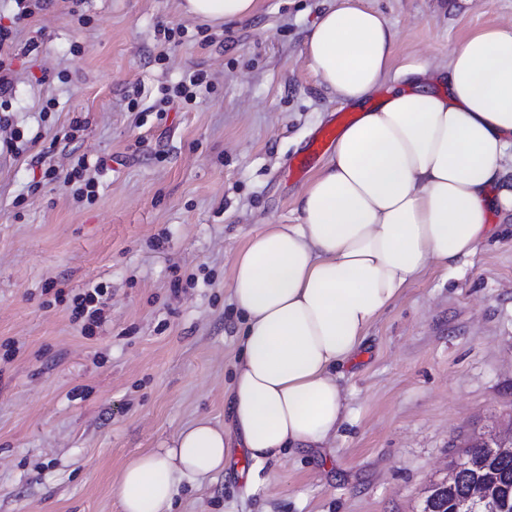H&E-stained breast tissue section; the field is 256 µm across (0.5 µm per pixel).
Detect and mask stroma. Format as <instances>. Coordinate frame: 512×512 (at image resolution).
Instances as JSON below:
<instances>
[{"instance_id": "1", "label": "stroma", "mask_w": 512, "mask_h": 512, "mask_svg": "<svg viewBox=\"0 0 512 512\" xmlns=\"http://www.w3.org/2000/svg\"><path fill=\"white\" fill-rule=\"evenodd\" d=\"M178 0H51L16 28L0 108L36 150L108 161L94 201L29 193L28 153L0 154V512H121L124 462L224 408L242 317L233 257L265 224L297 220L305 155L347 104L327 96L306 36L325 0H262L243 22L185 17ZM393 25L395 67L441 61L472 30L512 26V0H365ZM185 29L179 44L162 28ZM212 77L158 113L163 87ZM54 111H45L48 100ZM86 122L53 143L73 117ZM449 276L412 284L371 326L343 380L352 411L333 447L293 452L248 487L244 452L171 512H421L475 439L512 429V216ZM110 288L92 334L47 287Z\"/></svg>"}]
</instances>
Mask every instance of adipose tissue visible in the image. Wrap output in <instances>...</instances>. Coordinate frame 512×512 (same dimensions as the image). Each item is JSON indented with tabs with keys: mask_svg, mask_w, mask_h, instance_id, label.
Wrapping results in <instances>:
<instances>
[{
	"mask_svg": "<svg viewBox=\"0 0 512 512\" xmlns=\"http://www.w3.org/2000/svg\"><path fill=\"white\" fill-rule=\"evenodd\" d=\"M261 0H181L183 14L243 21ZM306 50L320 86L361 106L296 198L297 223L267 224L236 253L242 321L226 405L123 465L122 512H169L244 449L251 482L294 451L327 448L349 423L342 369L370 326L428 272L456 270L512 214V28L471 31L438 64L402 68L412 91L366 102L389 78L396 33L362 0H329ZM439 89H432V82Z\"/></svg>",
	"mask_w": 512,
	"mask_h": 512,
	"instance_id": "ef3b65f1",
	"label": "adipose tissue"
}]
</instances>
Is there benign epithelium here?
<instances>
[{
  "mask_svg": "<svg viewBox=\"0 0 512 512\" xmlns=\"http://www.w3.org/2000/svg\"><path fill=\"white\" fill-rule=\"evenodd\" d=\"M487 447L491 453L464 460L463 467L472 470L474 479L452 512H507L506 499L492 472L498 457L512 455V431L488 440Z\"/></svg>",
  "mask_w": 512,
  "mask_h": 512,
  "instance_id": "7a95c632",
  "label": "benign epithelium"
}]
</instances>
